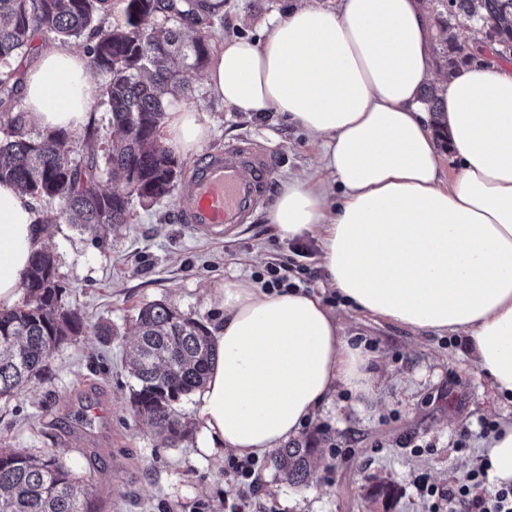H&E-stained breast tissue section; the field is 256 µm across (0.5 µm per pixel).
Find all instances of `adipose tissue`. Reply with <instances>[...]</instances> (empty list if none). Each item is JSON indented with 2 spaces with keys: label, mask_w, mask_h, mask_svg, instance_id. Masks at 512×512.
Instances as JSON below:
<instances>
[{
  "label": "adipose tissue",
  "mask_w": 512,
  "mask_h": 512,
  "mask_svg": "<svg viewBox=\"0 0 512 512\" xmlns=\"http://www.w3.org/2000/svg\"><path fill=\"white\" fill-rule=\"evenodd\" d=\"M434 45L426 0H295L264 38L224 42L205 84L232 111L284 116L317 149L314 171L280 181L268 220L281 238L318 241L337 296L416 330L463 334L512 399V72L464 67L445 89L437 138L420 98L437 78ZM98 94L86 54L45 48L23 102L31 125L78 132ZM165 110V140L182 153L209 138L183 99ZM43 244L30 199L0 183L1 309L17 304ZM220 293L218 358L195 393L206 454L271 455L335 387L372 393L370 352L321 296L246 279ZM482 446L492 486L512 484V424Z\"/></svg>",
  "instance_id": "adipose-tissue-1"
}]
</instances>
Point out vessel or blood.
<instances>
[{
  "mask_svg": "<svg viewBox=\"0 0 512 512\" xmlns=\"http://www.w3.org/2000/svg\"><path fill=\"white\" fill-rule=\"evenodd\" d=\"M270 156L255 145L212 149L192 165L179 195L178 220L194 233L223 235L247 223L267 195Z\"/></svg>",
  "mask_w": 512,
  "mask_h": 512,
  "instance_id": "obj_1",
  "label": "vessel or blood"
}]
</instances>
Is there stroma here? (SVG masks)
<instances>
[{
	"label": "stroma",
	"mask_w": 512,
	"mask_h": 512,
	"mask_svg": "<svg viewBox=\"0 0 512 512\" xmlns=\"http://www.w3.org/2000/svg\"><path fill=\"white\" fill-rule=\"evenodd\" d=\"M292 2L224 0V26L213 32L211 46L260 37L267 17ZM186 78L193 106L213 128L205 148L256 142L271 151L277 182L315 166V148L283 116L229 111L207 91L202 72ZM178 198L174 191L156 203L132 201L130 222L97 236L63 219L48 225L46 247L65 301L81 312L87 329L54 351L45 380L0 400V446L33 454L64 449L104 512H225L231 486L225 460L200 451V433L169 447L134 418V380L125 362L130 329L139 309L153 302L213 327L222 315L225 278L255 280L271 264H293L302 252L313 273L309 289L336 312L345 335L371 353L367 370L377 395L331 394L309 424L325 434L314 480L293 486L266 468L262 493L245 512H433L421 483L445 488L463 480L485 458L483 423L512 421V402L464 354L462 338L416 331L351 307L327 289L315 240L280 239L267 208L213 240L176 223ZM103 324L111 336L98 335ZM464 429L470 440L461 448L457 439ZM335 448L346 450L345 459L332 457ZM378 476L396 488L389 501L368 496Z\"/></svg>",
	"instance_id": "obj_1"
}]
</instances>
